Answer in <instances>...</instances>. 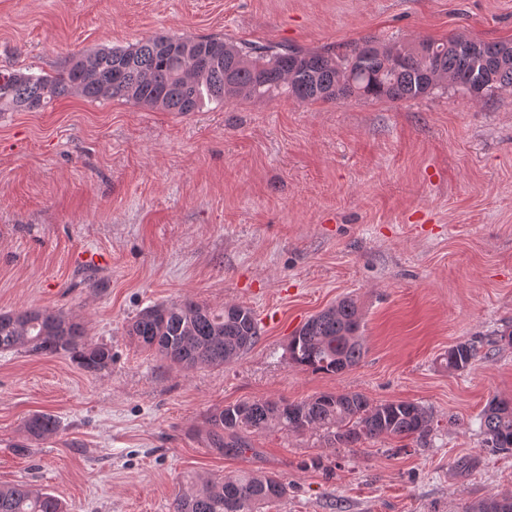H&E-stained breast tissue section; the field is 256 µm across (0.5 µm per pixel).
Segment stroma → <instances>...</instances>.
Here are the masks:
<instances>
[{
  "label": "stroma",
  "instance_id": "obj_1",
  "mask_svg": "<svg viewBox=\"0 0 512 512\" xmlns=\"http://www.w3.org/2000/svg\"><path fill=\"white\" fill-rule=\"evenodd\" d=\"M332 48L464 34L512 41V0H0V71L55 74L72 54L156 34ZM190 298L255 312L238 360L181 370L127 330ZM354 299L365 355L339 374L293 365L288 338ZM50 307L112 349L0 353V485L66 512H171L190 480L243 470L288 485L266 512H466L512 493V451L480 416L512 402V89L391 101L208 103L190 116L71 95L0 113V312ZM475 343L463 371L449 347ZM359 392L429 410L424 440L338 448L311 432L212 451L209 414L240 400ZM54 415L40 440L26 419Z\"/></svg>",
  "mask_w": 512,
  "mask_h": 512
}]
</instances>
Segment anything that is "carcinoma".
Segmentation results:
<instances>
[{
	"label": "carcinoma",
	"instance_id": "cac0c4a2",
	"mask_svg": "<svg viewBox=\"0 0 512 512\" xmlns=\"http://www.w3.org/2000/svg\"><path fill=\"white\" fill-rule=\"evenodd\" d=\"M192 46L199 64L179 49ZM451 87L475 100L512 89V43L465 35L409 44H382L365 37L343 49L303 50L237 45L220 37L156 35L133 47L100 48L72 55L56 75L12 70L0 73V112L42 111L70 94L90 100L121 98L136 105L188 114L204 102L285 94L301 103L352 98L393 101L425 97ZM362 317L356 302L343 299L297 329L288 343L293 364L340 373L364 355ZM139 346L181 369L222 367L258 340L254 311L243 305L215 310L192 300L146 307L131 323ZM62 354L85 371L112 363V350L88 340L84 326L59 310L31 308L0 313V352ZM474 344L448 349L452 371L469 367ZM209 448L225 457L251 450L250 438L270 429L321 431L340 448L380 437L422 438L432 429L426 409L409 401L374 404L361 393H322L297 403L242 400L214 411L206 421ZM56 418L36 413L25 423L34 439L57 429ZM484 446L512 450V403L491 401L480 417ZM287 485L276 475L242 471L233 477L192 483L176 497L172 512H262L282 499ZM0 512H64L61 500L25 484L0 485Z\"/></svg>",
	"mask_w": 512,
	"mask_h": 512
}]
</instances>
